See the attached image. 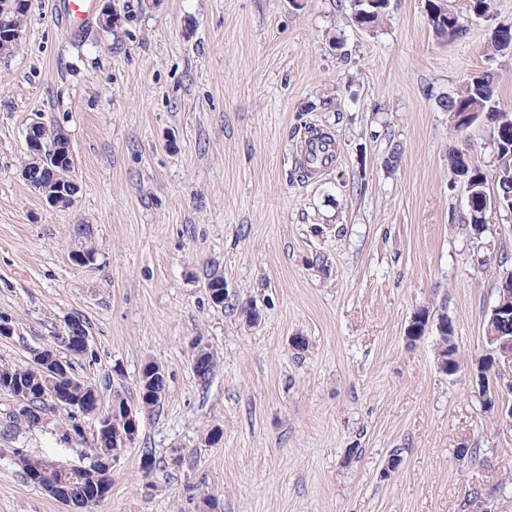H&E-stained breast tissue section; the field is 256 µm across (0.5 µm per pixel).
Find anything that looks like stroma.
<instances>
[{
    "mask_svg": "<svg viewBox=\"0 0 512 512\" xmlns=\"http://www.w3.org/2000/svg\"><path fill=\"white\" fill-rule=\"evenodd\" d=\"M97 2L117 12L112 30L67 27L52 0H31L18 48L0 55V316L13 327L0 365L31 364L76 317L88 352L73 372L101 411L117 392L137 404L145 361L167 381L91 512H198L205 496L218 512H512V485L498 487L512 427L487 417L471 375L512 269V217L470 236L448 153L472 147L494 175L493 131L455 133L444 107L479 70L512 107V52H484L512 0L489 21L447 0L468 29L452 43L434 38L426 0H389L372 29L350 0ZM36 119L68 135L73 207H49L20 176ZM310 129L335 155L302 178ZM87 243L95 259L77 265ZM420 307L452 322L455 375L436 366V334L407 340ZM197 339L220 358L205 381ZM16 407L0 390V512H67L20 461L84 460L96 420L54 409L27 428ZM462 446L481 453L459 462Z\"/></svg>",
    "mask_w": 512,
    "mask_h": 512,
    "instance_id": "35a3bbf8",
    "label": "stroma"
}]
</instances>
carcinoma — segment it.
<instances>
[{"label": "carcinoma", "mask_w": 512, "mask_h": 512, "mask_svg": "<svg viewBox=\"0 0 512 512\" xmlns=\"http://www.w3.org/2000/svg\"><path fill=\"white\" fill-rule=\"evenodd\" d=\"M494 0H469L470 15L476 19L482 17H493ZM353 19L357 25L363 28H373L385 15L388 0H352ZM428 20L436 38L452 42L460 40L466 35L459 16L445 6L444 0H428ZM490 48L495 52L512 50V25L501 24L496 26L491 35ZM445 107L449 117L454 123V131L458 134L464 133L477 121H484L493 128L494 146L497 150L512 149V109H505L500 106L496 99V85L492 73L488 71H477L470 75L467 81L448 97ZM323 146V154H317L313 149L304 153L301 163L303 172L308 173L316 170L320 162L328 158V147L330 140L321 134L318 136ZM448 166L451 172L459 177L464 183L467 193L473 196V205L468 207L466 224L469 226L471 235H476V228L479 224L486 223V214L483 213L486 198L491 196L488 191L487 174L481 162L475 157L473 151L461 154L457 150L448 153ZM75 165L71 164L61 171V176L53 179L45 178V185L50 190L57 192L58 208H67L73 203L70 193L59 188V185H68L74 189L78 188L73 182ZM496 195L501 211L507 213L512 210V182L497 178ZM206 286L208 287L211 302L216 307H224L226 289H224V276L218 271L207 274ZM441 355L448 358L455 367L461 365V354L455 342L454 333L439 339L437 344ZM195 351L201 354V360L205 371L201 374L203 379H208L218 363V358L207 346L200 343L195 344ZM159 368L154 362L145 363L139 373V408L135 414H141L142 410L153 407L160 403L165 393V378L157 377L156 371ZM11 383V395L18 397L20 392L27 393V411L17 410L14 415L16 422L28 427H34L43 422L47 403L41 397V385L44 384V371L42 362L34 359L29 365L3 366L0 368V382ZM95 391V387L87 382L74 378L71 389L73 408H78L81 403ZM130 404L120 394L113 396L109 408L111 420L116 424L125 421ZM120 449L109 446V442L96 435L93 439V448L89 449V463L81 466L74 472L53 471L44 475L35 476L30 473L26 461H21L25 479L33 484L47 489L49 486H57L64 489L69 496L74 509H79L80 502L87 499H102L107 492L111 478L102 477V461L112 456L118 457Z\"/></svg>", "instance_id": "obj_1"}]
</instances>
